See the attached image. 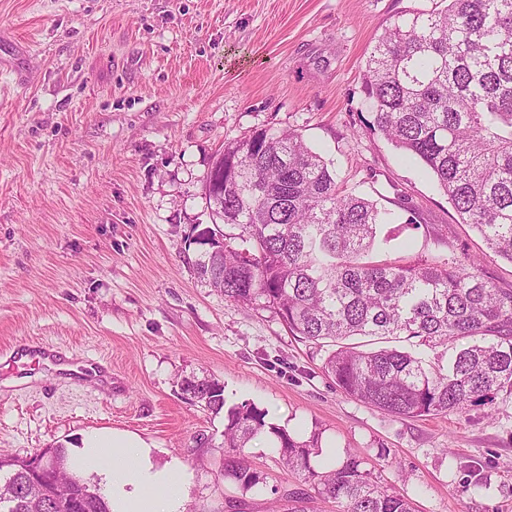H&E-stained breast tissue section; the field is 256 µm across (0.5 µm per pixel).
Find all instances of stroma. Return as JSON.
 <instances>
[{"instance_id": "35a3bbf8", "label": "stroma", "mask_w": 512, "mask_h": 512, "mask_svg": "<svg viewBox=\"0 0 512 512\" xmlns=\"http://www.w3.org/2000/svg\"><path fill=\"white\" fill-rule=\"evenodd\" d=\"M434 0H0L24 42L0 68V450L26 459L91 430L139 434L181 459L187 512H287L302 487L269 437L246 453L265 473L246 493L220 474L224 415L182 380L214 379L323 456H352L416 512H512V396L463 413L400 418L347 396L326 352L278 316L225 300L189 245L212 222L205 181L218 149L291 130L338 183L398 214L391 257L471 256L512 289L421 166L366 129V63L385 29ZM108 377L63 374L32 347Z\"/></svg>"}]
</instances>
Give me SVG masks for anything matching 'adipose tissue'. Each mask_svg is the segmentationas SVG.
Segmentation results:
<instances>
[{
	"instance_id": "obj_1",
	"label": "adipose tissue",
	"mask_w": 512,
	"mask_h": 512,
	"mask_svg": "<svg viewBox=\"0 0 512 512\" xmlns=\"http://www.w3.org/2000/svg\"><path fill=\"white\" fill-rule=\"evenodd\" d=\"M151 443L125 431H91L71 454L77 473L95 470L112 512H186L187 475L171 458L156 465Z\"/></svg>"
}]
</instances>
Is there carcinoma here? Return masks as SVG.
<instances>
[{
  "label": "carcinoma",
  "instance_id": "carcinoma-1",
  "mask_svg": "<svg viewBox=\"0 0 512 512\" xmlns=\"http://www.w3.org/2000/svg\"><path fill=\"white\" fill-rule=\"evenodd\" d=\"M388 28L367 62L365 126L421 163L463 223L512 263V0H446ZM206 195L223 198L212 223L239 233L224 250L196 246L195 267L224 299L273 311L288 332L326 348L336 386L404 418L463 413L512 396V289L462 260L380 257L377 229L398 220L343 190L294 131L256 130L217 154ZM404 340L447 359L387 343ZM189 400L224 411V478L243 492L266 483L245 448L273 437L279 462L307 475L340 512H415L350 457L321 471L318 437L297 440L251 402L226 406L224 386L185 383ZM60 497L83 477L52 449ZM86 512H110L97 486ZM0 512H72L43 497L29 471L0 469Z\"/></svg>",
  "mask_w": 512,
  "mask_h": 512
}]
</instances>
